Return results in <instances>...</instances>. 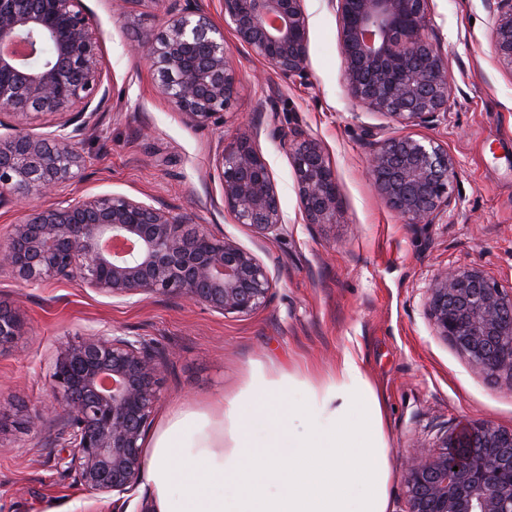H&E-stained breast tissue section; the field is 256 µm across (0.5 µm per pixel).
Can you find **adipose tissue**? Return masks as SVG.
<instances>
[{
  "label": "adipose tissue",
  "mask_w": 512,
  "mask_h": 512,
  "mask_svg": "<svg viewBox=\"0 0 512 512\" xmlns=\"http://www.w3.org/2000/svg\"><path fill=\"white\" fill-rule=\"evenodd\" d=\"M383 406L359 361L330 380L253 366L233 397L164 418L142 478L153 512H389Z\"/></svg>",
  "instance_id": "1"
}]
</instances>
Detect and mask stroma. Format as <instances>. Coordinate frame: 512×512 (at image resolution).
<instances>
[{
    "mask_svg": "<svg viewBox=\"0 0 512 512\" xmlns=\"http://www.w3.org/2000/svg\"><path fill=\"white\" fill-rule=\"evenodd\" d=\"M103 35L102 80L110 99L79 136L81 178L49 203L112 194L171 209L225 236L268 265L269 304L221 314L175 297L122 304L76 280L19 283L0 269V302L23 318L15 346L0 353V512H114L88 494L63 461L65 417L52 409L57 348L117 329L167 353L157 413L233 395L255 363L327 381L344 354L361 363L384 408L392 512L405 508L404 475L415 440L465 421L512 428V381L474 368L436 336L426 290L437 269L480 266L512 289V66L493 51L488 0H429L428 24L455 85L448 114L405 128L356 107L342 82L336 14L304 0L309 76L268 68L225 31L238 94L220 127L198 128L161 95L155 71L133 47L161 32L171 0H83ZM318 139L335 170L341 218L305 223L292 160L270 130ZM410 134L447 147L458 165L455 202L435 224H407L368 175L371 143ZM249 135L270 164L284 230L258 238L224 206L217 169L225 147Z\"/></svg>",
    "mask_w": 512,
    "mask_h": 512,
    "instance_id": "35a3bbf8",
    "label": "stroma"
}]
</instances>
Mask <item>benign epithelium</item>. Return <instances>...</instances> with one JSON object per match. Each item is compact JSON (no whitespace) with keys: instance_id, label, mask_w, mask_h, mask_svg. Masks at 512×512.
Segmentation results:
<instances>
[{"instance_id":"1","label":"benign epithelium","mask_w":512,"mask_h":512,"mask_svg":"<svg viewBox=\"0 0 512 512\" xmlns=\"http://www.w3.org/2000/svg\"><path fill=\"white\" fill-rule=\"evenodd\" d=\"M336 10L343 83L356 105L404 126L432 125L448 112L452 77L426 25L428 0H330ZM238 42L275 71L308 75L303 0H223ZM52 46L44 57L41 49ZM493 48L512 64V0H496ZM138 52L156 68L160 92L194 126L218 124L238 93L224 29L196 0H173L161 35ZM109 97L101 80V38L82 0H0V112L20 120L62 117L46 137L19 128L0 137V201L31 200L79 178L76 143ZM292 158L309 224L339 217L333 168L320 142L274 128ZM224 205L265 236L281 212L268 161L242 135L219 162ZM369 172L385 205L406 224H434L451 208L457 162L430 138L389 136L373 144ZM0 267L28 284L78 278L119 301L184 298L219 313L265 307L273 279L252 252L187 217L122 196L68 206L34 205L13 225ZM435 335L490 376L512 378V291L481 268H440L427 288ZM19 311L0 303V352L20 335ZM165 362L140 336L103 330L60 348L54 404L65 412L68 468L96 497L126 505L137 495L144 439L159 400ZM406 512H512V429L466 422L431 443L416 442L405 474Z\"/></svg>"}]
</instances>
